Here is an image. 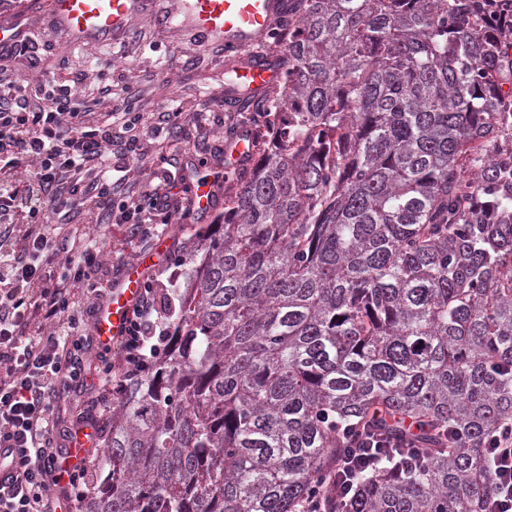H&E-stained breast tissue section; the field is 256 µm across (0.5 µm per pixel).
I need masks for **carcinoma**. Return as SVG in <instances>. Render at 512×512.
<instances>
[{"label": "carcinoma", "mask_w": 512, "mask_h": 512, "mask_svg": "<svg viewBox=\"0 0 512 512\" xmlns=\"http://www.w3.org/2000/svg\"><path fill=\"white\" fill-rule=\"evenodd\" d=\"M260 158L194 234L82 512H482L512 430V0H289ZM361 442L362 441L354 438L350 441L351 447L348 448L342 469L345 475L344 479L338 476L340 470L331 476L330 484L332 496L309 498L301 512H332L330 510H335L336 507V496L344 502V500L352 494L354 489L353 480L356 473L364 472L376 464V459L373 455L368 453V448H362ZM346 468L353 472V475L349 479L346 476Z\"/></svg>", "instance_id": "cac0c4a2"}]
</instances>
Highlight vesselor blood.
<instances>
[{
    "label": "vessel or blood",
    "instance_id": "b4317fda",
    "mask_svg": "<svg viewBox=\"0 0 512 512\" xmlns=\"http://www.w3.org/2000/svg\"><path fill=\"white\" fill-rule=\"evenodd\" d=\"M145 0H49V19L73 41H90L125 30L140 12ZM287 0H187L189 22L203 42L223 44L225 70L224 104L235 108L249 99H259L279 81L276 63L256 53L267 41L275 22L287 9ZM32 32L27 13H16L0 25V45L21 42ZM253 137L240 132L224 144V163L237 169L251 161ZM192 204L201 214H209L222 203L214 181L198 179ZM140 271L127 274L113 288L108 302L99 311L94 332L101 344L116 341L125 332L129 312L140 295Z\"/></svg>",
    "mask_w": 512,
    "mask_h": 512
}]
</instances>
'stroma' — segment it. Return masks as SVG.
<instances>
[{
	"label": "stroma",
	"mask_w": 512,
	"mask_h": 512,
	"mask_svg": "<svg viewBox=\"0 0 512 512\" xmlns=\"http://www.w3.org/2000/svg\"><path fill=\"white\" fill-rule=\"evenodd\" d=\"M26 8L33 18L31 33L37 51L0 60V76L17 84H35L52 78L69 82L80 79L82 97L96 112H122L127 105L136 111L156 113L167 106L179 108L188 120L180 136H149L144 140L146 174L112 187L113 202L140 196L158 187L157 173L172 165L191 172L207 163L218 174L226 169L219 163V152L230 129L251 126L250 113L222 110L211 104L214 94L223 92L225 83L224 47L201 44L188 27L166 28L151 10H142L120 35L75 43L47 19L48 0H0V24L11 19L18 8ZM124 67H115V60ZM111 86V97L101 93ZM217 214L200 217L188 211L180 223L171 225L165 236L149 242L130 240L125 225H112L99 240L110 267L108 279L123 281L127 268L138 259L153 258L147 277L163 285L177 280L184 271L178 263L195 229L217 223Z\"/></svg>",
	"instance_id": "1"
}]
</instances>
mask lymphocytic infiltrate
Listing matches in <instances>:
<instances>
[{
  "label": "lymphocytic infiltrate",
  "mask_w": 512,
  "mask_h": 512,
  "mask_svg": "<svg viewBox=\"0 0 512 512\" xmlns=\"http://www.w3.org/2000/svg\"><path fill=\"white\" fill-rule=\"evenodd\" d=\"M80 96L75 83L0 81V170L19 175L16 187L0 186V466L12 471L0 485V512H58L93 488L86 466L65 465L54 403L91 372L97 397L111 400L156 357L168 319L150 281L113 346H100L75 314L80 304L97 315L110 286L98 275L101 248L76 250L64 225L84 214L99 226L128 225L145 241L176 221L138 198L113 205L111 155L137 160L144 117L122 113L117 129ZM487 454L497 493L484 512H512V433Z\"/></svg>",
  "instance_id": "lymphocytic-infiltrate-1"
}]
</instances>
